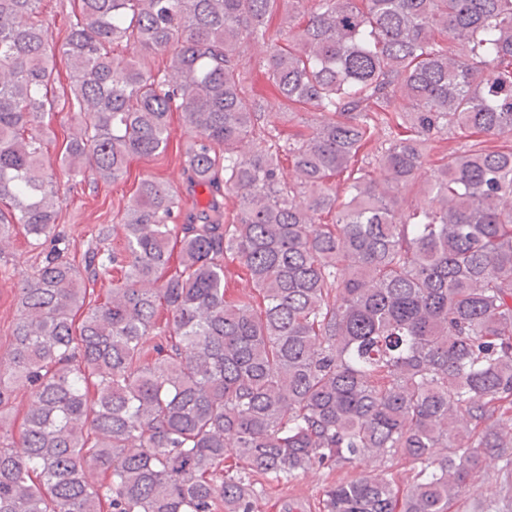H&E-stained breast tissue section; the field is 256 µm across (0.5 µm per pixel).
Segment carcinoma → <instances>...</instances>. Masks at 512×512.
Returning <instances> with one entry per match:
<instances>
[{
	"instance_id": "1",
	"label": "carcinoma",
	"mask_w": 512,
	"mask_h": 512,
	"mask_svg": "<svg viewBox=\"0 0 512 512\" xmlns=\"http://www.w3.org/2000/svg\"><path fill=\"white\" fill-rule=\"evenodd\" d=\"M42 2L0 0V243L51 244L0 358V406L29 393L19 438L0 430V512H254L256 474L397 455L412 484L339 482L322 512H449L486 458L512 465V425L491 424L512 415V0H75L57 47ZM279 3L261 73L283 124L320 113L287 137L245 101ZM57 54L70 172L115 181L177 111L209 195L186 209L141 180L82 267L44 166ZM232 263L257 296H228Z\"/></svg>"
}]
</instances>
